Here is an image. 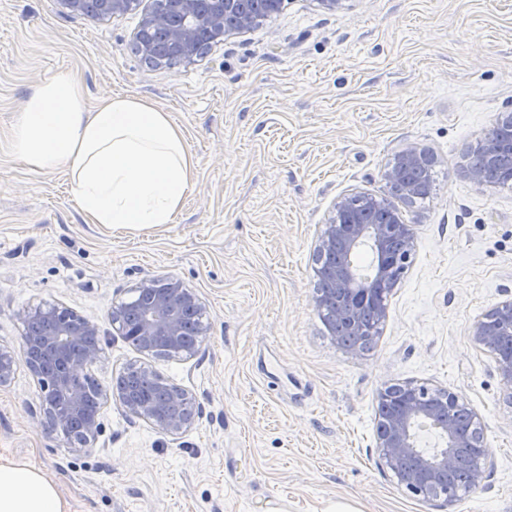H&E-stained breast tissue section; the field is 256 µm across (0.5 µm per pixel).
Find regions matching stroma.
<instances>
[{
	"label": "stroma",
	"mask_w": 512,
	"mask_h": 512,
	"mask_svg": "<svg viewBox=\"0 0 512 512\" xmlns=\"http://www.w3.org/2000/svg\"><path fill=\"white\" fill-rule=\"evenodd\" d=\"M153 0L103 20L58 0H0V345L17 314L59 304L96 323L88 366L112 390L128 365L191 391L193 428L167 436L102 404L103 430L69 453L32 421L44 392L18 366L0 386V456L57 484L71 512H443L401 490L377 446V396L416 381L482 417L494 466L454 512H512V408L472 324L512 299V185L479 190L466 148L512 104V0H286L194 64L131 49ZM67 73L90 101L139 95L170 113L195 161L173 223L89 224L65 171L11 151L24 99ZM414 145L434 158L429 202L400 209L416 241L370 351L323 324L314 255L334 201L384 192V168ZM180 280L204 306L194 356L151 357L112 329L113 304L143 281Z\"/></svg>",
	"instance_id": "stroma-1"
}]
</instances>
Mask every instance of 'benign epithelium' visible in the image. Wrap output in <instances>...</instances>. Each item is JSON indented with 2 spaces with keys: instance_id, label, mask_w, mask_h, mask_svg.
Listing matches in <instances>:
<instances>
[{
  "instance_id": "benign-epithelium-1",
  "label": "benign epithelium",
  "mask_w": 512,
  "mask_h": 512,
  "mask_svg": "<svg viewBox=\"0 0 512 512\" xmlns=\"http://www.w3.org/2000/svg\"><path fill=\"white\" fill-rule=\"evenodd\" d=\"M139 0H97V13L121 15ZM261 18L244 7V0H164L163 9L152 10L143 19L145 29L167 31L166 46L180 62L192 64L197 57L196 43L201 32L210 42L224 40V35L254 27ZM503 143L491 129L471 145L462 173L474 186L484 189L496 185L489 169ZM426 154L415 146H407L394 155L383 171L386 191L352 193L339 198L323 226L317 248L316 274L329 285L327 293L316 297L317 308L330 300L336 304V319L345 324L350 336H370L372 329L364 324L367 305L375 306V315L383 320L387 304L383 294L395 288L405 263L415 251V238L403 220L395 201L413 200L419 185L408 179V173L425 167ZM364 247L374 258V276L362 279L353 257ZM142 311L137 324L128 320L125 304L112 306V325L122 336H135L139 352L161 356L167 352L193 355L196 348L183 340L184 312H203L198 297L180 283L169 281L159 287L153 281L139 286ZM69 309L56 304H40L18 313L27 325L37 323L35 331H26L19 351L0 347V384L7 382L19 364L31 371L43 369L48 359L60 362L44 382L45 396L37 424L45 433H60L67 439L68 451L80 454L87 443L101 431L99 413L85 410V391L73 386L99 354V345L73 352L70 346L82 336L98 335L97 325L78 317L70 319ZM472 338L489 351L500 379L512 387V300L495 304L472 326ZM125 412L149 423L159 432L181 436L193 424V396L183 388L169 393V402L157 404L133 394H118ZM379 403L386 405L387 415L377 432L378 448L385 466L397 484L409 495L422 501H435L453 507L459 489L446 486L448 475L458 468L463 452H469L473 464L468 467L465 490L483 487L492 455L486 448L483 425L478 412L460 397L446 389L403 382L386 386L379 393ZM421 421L431 422L442 438L439 448L426 450L415 442V427Z\"/></svg>"
}]
</instances>
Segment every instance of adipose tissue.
<instances>
[{"mask_svg": "<svg viewBox=\"0 0 512 512\" xmlns=\"http://www.w3.org/2000/svg\"><path fill=\"white\" fill-rule=\"evenodd\" d=\"M11 144L33 171H68L90 224L172 223L193 184L192 156L167 112L134 95L88 102L83 84L66 74L29 93ZM0 512L70 510L46 473L0 456Z\"/></svg>", "mask_w": 512, "mask_h": 512, "instance_id": "1", "label": "adipose tissue"}]
</instances>
